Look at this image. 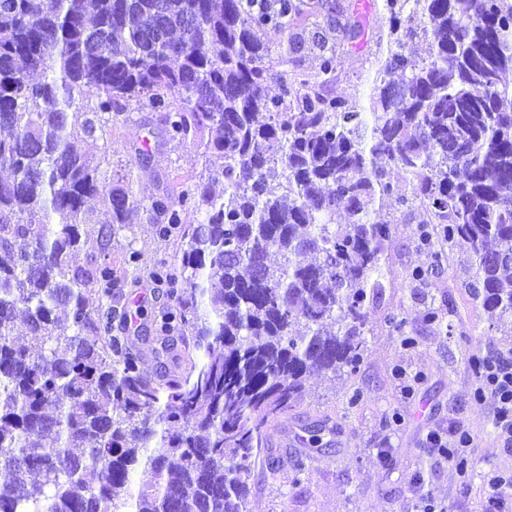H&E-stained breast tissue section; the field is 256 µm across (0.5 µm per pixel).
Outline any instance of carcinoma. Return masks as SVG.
<instances>
[{
    "label": "carcinoma",
    "mask_w": 512,
    "mask_h": 512,
    "mask_svg": "<svg viewBox=\"0 0 512 512\" xmlns=\"http://www.w3.org/2000/svg\"><path fill=\"white\" fill-rule=\"evenodd\" d=\"M384 9L387 54L347 100L324 85L356 18L318 36L321 82L266 66L256 32L297 48L304 0H0V512H250L265 423L312 377L357 369L391 225L417 210L430 264L412 280L461 238L465 287L512 319V0ZM414 39L427 57L406 51ZM131 105L224 159L151 201L162 233L200 215L175 305L150 315L197 356L164 384L115 334L128 310L105 245L133 184L73 144L106 140ZM92 200L112 223L89 227ZM92 234L100 251L81 265ZM138 468L151 480L133 492Z\"/></svg>",
    "instance_id": "1"
}]
</instances>
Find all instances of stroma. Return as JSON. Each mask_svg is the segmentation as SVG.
Masks as SVG:
<instances>
[{
    "label": "stroma",
    "mask_w": 512,
    "mask_h": 512,
    "mask_svg": "<svg viewBox=\"0 0 512 512\" xmlns=\"http://www.w3.org/2000/svg\"><path fill=\"white\" fill-rule=\"evenodd\" d=\"M384 0H372L356 44L341 46L337 69L330 78L331 95L361 98L365 80L373 76L386 49ZM270 62L289 80L317 76L318 52L307 47L288 52L286 38L263 36ZM156 112L133 109L112 119V132L102 162L109 174L132 172L141 204L126 229L107 249L118 271L116 290L122 300L138 299L147 310L168 301L166 283L152 272L161 265L178 268L185 243L180 230L160 234V220L150 208L152 197L173 182L186 184L220 169L217 155H199L191 145L159 139L148 157L137 152L147 128L159 127ZM416 224H396L385 251L390 274L368 310V345L356 373L335 378L315 377L288 413L269 420L256 478L249 496L251 512H414L419 491L445 502L450 512H485L479 472L461 482L447 462L427 448L426 436L465 425L474 437L470 453L477 462L512 471V452L503 449L492 431L494 400L475 399L478 385L475 358L512 352V325L472 299L463 288L467 246L457 240L445 250L441 272L410 285L414 269L429 259L416 245ZM138 253V282L125 279L124 260ZM435 320H428V312ZM402 320L401 329L388 323ZM128 347L144 371L162 380L183 373L190 364L189 338L175 336L168 354H161L149 320L131 325ZM357 404H350L353 393ZM321 428L319 442L299 443L304 429ZM306 477L295 482L297 469Z\"/></svg>",
    "instance_id": "obj_1"
}]
</instances>
